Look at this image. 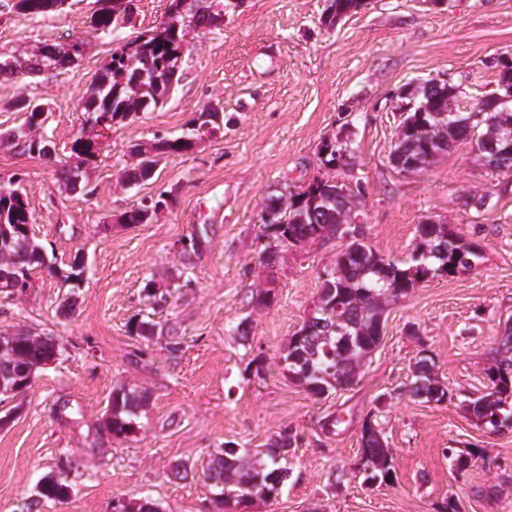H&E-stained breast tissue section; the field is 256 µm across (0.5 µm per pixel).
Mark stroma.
I'll list each match as a JSON object with an SVG mask.
<instances>
[{"label": "stroma", "instance_id": "obj_1", "mask_svg": "<svg viewBox=\"0 0 512 512\" xmlns=\"http://www.w3.org/2000/svg\"><path fill=\"white\" fill-rule=\"evenodd\" d=\"M112 0H68L28 19L0 9V52L30 56L82 38L85 51L50 77H0V130L20 124L12 102L52 106L39 136L61 158L84 125L79 105L113 50L164 19L170 0H133V24L107 35L93 14ZM329 0H231L224 21L195 36L183 77L163 107L112 129L86 172L87 193L62 191L50 163L0 145V179L20 180L31 231L52 267L25 292L0 294V331L58 336V359L5 402L0 429V512H27L44 476L67 477L65 503L40 512H112L147 498L161 512H210L201 469L224 446L254 450L288 432L291 474L278 498L247 512H512V428L477 425L469 398L499 357L512 322V176L483 166L471 144L417 175L389 164L396 95L417 81L460 86L464 105L493 93L494 58L512 57V0H364L329 25ZM224 104L223 133L166 154L149 181L122 186L137 144L186 133L203 102ZM347 141L344 165L321 160L322 141ZM328 178L363 185L367 243L405 258L433 219L475 245L469 270L424 280L385 313L383 339L355 383L324 397L291 381L280 354L316 301L340 243L291 246L260 217L273 189ZM165 202L148 224H125L142 196ZM485 199L483 212L474 203ZM80 288L60 276L75 254ZM171 287L152 309L148 281ZM72 294V314L60 300ZM141 321L175 329L180 349L137 336ZM429 355L444 402L412 397L414 363ZM146 390L137 434L100 427L118 386ZM342 416L334 432L323 423ZM393 456V483L360 469L365 423ZM467 460L464 471L456 460Z\"/></svg>", "mask_w": 512, "mask_h": 512}]
</instances>
